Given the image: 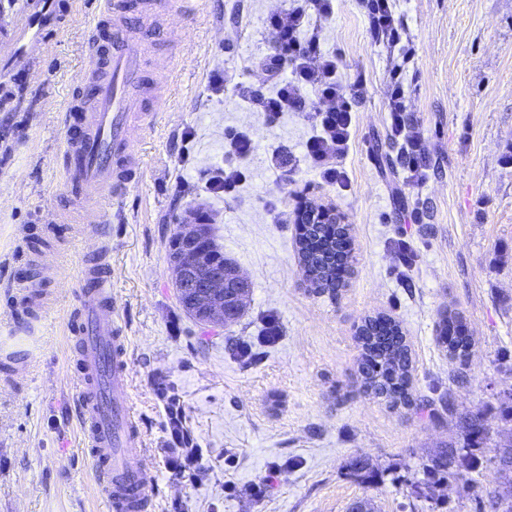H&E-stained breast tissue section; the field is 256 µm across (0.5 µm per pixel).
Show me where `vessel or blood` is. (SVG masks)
Segmentation results:
<instances>
[{
    "mask_svg": "<svg viewBox=\"0 0 512 512\" xmlns=\"http://www.w3.org/2000/svg\"><path fill=\"white\" fill-rule=\"evenodd\" d=\"M169 13L168 0H105L91 31L93 63L65 107L59 169L69 202L82 205V223L99 237L105 234L101 207L137 179L134 133L155 122L178 82L158 57L168 46ZM78 273L79 308L68 333L82 439L110 512H148L155 490L130 399L126 338L106 247L84 256Z\"/></svg>",
    "mask_w": 512,
    "mask_h": 512,
    "instance_id": "vessel-or-blood-1",
    "label": "vessel or blood"
}]
</instances>
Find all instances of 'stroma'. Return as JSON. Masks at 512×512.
Returning <instances> with one entry per match:
<instances>
[{
    "label": "stroma",
    "instance_id": "35a3bbf8",
    "mask_svg": "<svg viewBox=\"0 0 512 512\" xmlns=\"http://www.w3.org/2000/svg\"><path fill=\"white\" fill-rule=\"evenodd\" d=\"M285 4L197 0L193 12L173 11L179 83L137 139L136 186L106 212L151 512H351L365 500L372 512H490V499L512 500V466L499 462L512 442V0H396L415 51L403 72L408 118L427 153L417 181L387 129L397 52L372 41L357 0H338L322 49L362 87L344 191L302 164L284 184L268 169L274 150L302 156L307 118L287 112L269 125L207 88L214 72L264 84L254 66L273 49L264 20ZM103 7L0 0V78H26L13 111L0 112V512H108L68 367L78 267L97 239L57 209L62 109L91 64V22ZM240 130L256 143L245 182L232 197L207 193V174ZM310 203L350 229L349 272L334 295L305 281L295 224L273 221ZM414 207L422 223L408 220ZM201 220L250 283L243 317L223 326L197 324L176 299L169 241L181 222ZM402 239L407 267L395 256ZM447 314L472 341L466 361L437 342ZM376 317L398 323L409 346L408 403L360 387L358 330ZM272 320L279 336L267 343ZM174 406L201 451L182 473L171 464ZM471 416L486 428L476 448L464 445ZM443 449L456 458L452 475L429 483Z\"/></svg>",
    "mask_w": 512,
    "mask_h": 512
}]
</instances>
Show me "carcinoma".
Wrapping results in <instances>:
<instances>
[{"instance_id":"cac0c4a2","label":"carcinoma","mask_w":512,"mask_h":512,"mask_svg":"<svg viewBox=\"0 0 512 512\" xmlns=\"http://www.w3.org/2000/svg\"><path fill=\"white\" fill-rule=\"evenodd\" d=\"M202 232L207 244V254L216 264L233 270V264L224 258V252L216 244L210 234L209 225H202ZM336 225L304 224L298 233V244L301 251V263L308 279L315 283L318 292L336 294L339 281L332 278V257L336 250L343 248V240ZM178 236H173L170 245V261L176 267L193 268L196 265L194 255L176 247ZM378 319L365 322L360 330L362 358L359 373L363 378V391L368 395L383 397L391 403L406 397L411 380V355L409 346L400 326L386 320V324L377 326ZM454 325L450 316L442 320L440 341L447 348L452 358L466 359L471 352L472 343L469 337L459 335L448 339V329ZM454 457V451L446 450L432 459L428 475L435 479L448 477V459Z\"/></svg>"}]
</instances>
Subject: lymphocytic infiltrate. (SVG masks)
Segmentation results:
<instances>
[{
    "label": "lymphocytic infiltrate",
    "instance_id": "lymphocytic-infiltrate-1",
    "mask_svg": "<svg viewBox=\"0 0 512 512\" xmlns=\"http://www.w3.org/2000/svg\"><path fill=\"white\" fill-rule=\"evenodd\" d=\"M332 2L288 0L286 8L268 16L266 25L275 42L262 67L275 88L267 92L259 86L242 84L237 94L251 111L262 113L270 123L286 112L305 113L312 125V134L304 145L305 161L324 182L345 189L349 177L341 162L350 149L354 116L335 61L321 51L318 27L319 21L332 16ZM360 6L375 44L399 49L403 60L410 59L411 51L404 44L407 33L396 15L395 0H360ZM401 71V63L394 64L387 96V127L390 137L400 145L404 168L415 174L425 159L424 139L408 119ZM254 151L249 133L230 135L225 144L224 165L206 179V190L235 195Z\"/></svg>",
    "mask_w": 512,
    "mask_h": 512
}]
</instances>
